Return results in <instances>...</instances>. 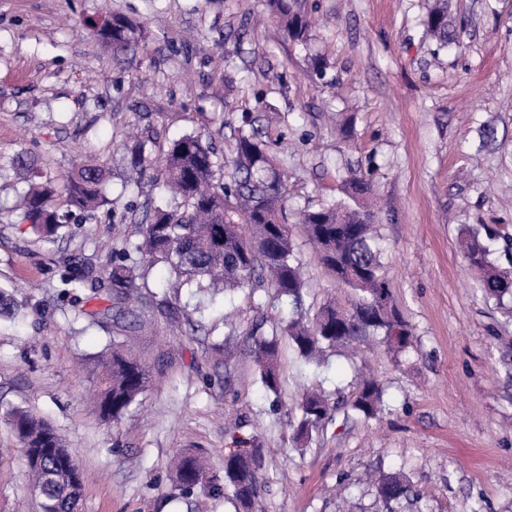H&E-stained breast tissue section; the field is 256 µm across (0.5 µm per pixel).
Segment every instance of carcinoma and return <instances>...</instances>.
<instances>
[{
    "label": "carcinoma",
    "instance_id": "carcinoma-1",
    "mask_svg": "<svg viewBox=\"0 0 512 512\" xmlns=\"http://www.w3.org/2000/svg\"><path fill=\"white\" fill-rule=\"evenodd\" d=\"M301 2L267 0L271 19L285 37L297 43L306 42L309 36V20ZM426 29L441 49L458 42L448 31V0H435L427 14ZM134 33L133 25L117 13L97 30L114 50L126 54L137 49ZM234 154V169L225 175L224 162L202 133L172 141L158 158L140 152V169L159 167L171 197L165 207L156 208L149 223L141 225L140 241H124L112 248L107 282L112 288L114 323L125 318L123 304L133 292L132 253L151 266L165 264L183 285L233 292L247 288V299L252 302L257 291L269 288L275 298L301 304L305 287L301 260L295 252L269 140L253 127L242 129ZM103 175L98 165L82 164L59 182H33L17 210L36 234L53 239L67 226L65 215L55 204L58 192L65 193L68 207L92 216L103 202ZM345 192L352 203L307 206L300 212L299 223L316 246L320 263L339 286L349 289L348 304L329 301L308 320L297 311L285 324L273 325L270 335L259 331L252 335L261 386L275 395L282 390L278 357L284 337L302 358L315 363L326 350L347 348L371 335L382 336L386 354L394 362L411 345L412 331L401 317L382 271V249L372 230L374 214L366 202L369 184L353 174L345 181ZM463 246L469 265L481 274L485 295L498 300L511 296L512 280L489 261V249L478 228H465ZM150 384L149 368L126 341L113 339L112 355L95 394L100 416L120 421ZM383 394L380 383L362 378L347 409L365 420L376 419L384 412ZM297 410L293 442L302 448L308 446L313 433L333 420L335 407L326 394L312 390L303 394ZM12 424L42 512H78L83 482L75 453L50 424L27 411H14ZM194 476L208 477L210 472L202 457L190 450L175 467V488L188 492L186 485ZM259 487L257 455L230 452L224 456V480L214 485L215 496L229 494L246 506ZM378 493L390 506L408 498L411 485L391 475L381 479Z\"/></svg>",
    "mask_w": 512,
    "mask_h": 512
}]
</instances>
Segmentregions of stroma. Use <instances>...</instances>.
<instances>
[{
  "label": "stroma",
  "instance_id": "1",
  "mask_svg": "<svg viewBox=\"0 0 512 512\" xmlns=\"http://www.w3.org/2000/svg\"><path fill=\"white\" fill-rule=\"evenodd\" d=\"M307 43L256 24L265 0H0V286L15 318L0 319V512H41L11 413L50 423L79 458L81 512H235L195 489L180 497L173 466L202 449L215 472L233 449L262 451L251 512H512V300L486 298L463 254L464 225L481 229L490 260L512 271V0H449L462 47L438 48L430 0H308ZM122 13L140 29L133 54L113 53L93 25ZM325 55L324 75L310 66ZM257 117L281 161L287 212L346 199L353 172L372 186L383 271L413 332L391 362L378 337L356 352L305 362L280 347L283 394L265 392L246 337L258 315L287 318L286 300L256 311L178 287L158 264L128 302L143 322L136 354L152 383L120 423L90 395L97 358L121 330L76 318L107 306L97 289L112 244L136 241L167 197L159 174L138 175L130 125L154 131L153 155L211 130L232 162L243 113ZM351 118L343 144L336 122ZM34 158L62 178L84 156L105 171L106 205L72 217L54 241L18 222ZM306 305L335 283L294 231ZM79 265L75 296L60 279ZM384 388L379 420L336 416L310 448H295L294 403L305 388L352 398L356 367ZM405 475L414 490L387 510L375 482ZM345 491H337V482Z\"/></svg>",
  "mask_w": 512,
  "mask_h": 512
}]
</instances>
